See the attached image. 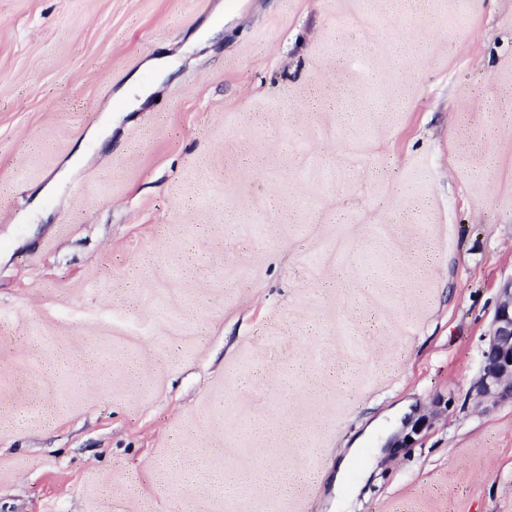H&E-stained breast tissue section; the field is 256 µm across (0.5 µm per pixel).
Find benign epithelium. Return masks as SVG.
<instances>
[{"mask_svg":"<svg viewBox=\"0 0 512 512\" xmlns=\"http://www.w3.org/2000/svg\"><path fill=\"white\" fill-rule=\"evenodd\" d=\"M478 403H512V278L500 288L483 367L472 386Z\"/></svg>","mask_w":512,"mask_h":512,"instance_id":"benign-epithelium-1","label":"benign epithelium"}]
</instances>
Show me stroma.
<instances>
[{"instance_id":"35a3bbf8","label":"stroma","mask_w":512,"mask_h":512,"mask_svg":"<svg viewBox=\"0 0 512 512\" xmlns=\"http://www.w3.org/2000/svg\"><path fill=\"white\" fill-rule=\"evenodd\" d=\"M510 278L512 0H0V512H512ZM471 392L478 404L512 403V278L501 285L483 367Z\"/></svg>"}]
</instances>
